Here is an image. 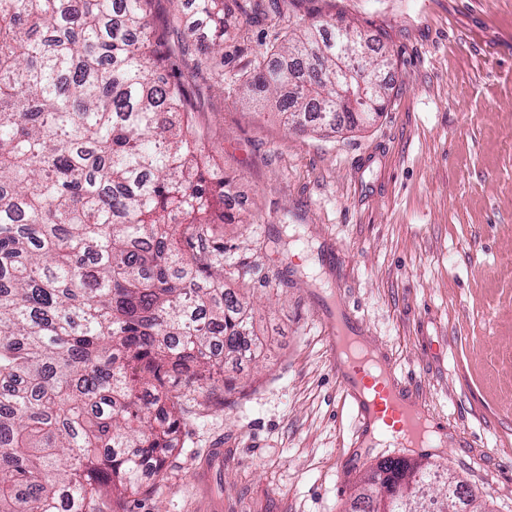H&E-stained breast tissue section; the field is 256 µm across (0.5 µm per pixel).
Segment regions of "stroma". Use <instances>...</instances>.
Listing matches in <instances>:
<instances>
[{
    "label": "stroma",
    "mask_w": 512,
    "mask_h": 512,
    "mask_svg": "<svg viewBox=\"0 0 512 512\" xmlns=\"http://www.w3.org/2000/svg\"><path fill=\"white\" fill-rule=\"evenodd\" d=\"M316 18L390 61L366 125L294 131L241 103L265 48ZM224 51L223 82L187 55L174 70L244 201L224 285L253 302L263 353L225 358L224 401L181 388L177 448L114 512H349L382 451L357 447L329 368L335 297L447 420L430 458L512 512V0H281L238 15Z\"/></svg>",
    "instance_id": "stroma-1"
}]
</instances>
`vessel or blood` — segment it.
Here are the masks:
<instances>
[{"instance_id":"vessel-or-blood-1","label":"vessel or blood","mask_w":512,"mask_h":512,"mask_svg":"<svg viewBox=\"0 0 512 512\" xmlns=\"http://www.w3.org/2000/svg\"><path fill=\"white\" fill-rule=\"evenodd\" d=\"M329 364L353 419L361 447L372 446L376 433L385 432L401 448L446 445L448 431L410 389L390 358L363 329L346 302L324 310Z\"/></svg>"}]
</instances>
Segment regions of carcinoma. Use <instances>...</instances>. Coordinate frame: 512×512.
Here are the masks:
<instances>
[{"instance_id": "carcinoma-1", "label": "carcinoma", "mask_w": 512, "mask_h": 512, "mask_svg": "<svg viewBox=\"0 0 512 512\" xmlns=\"http://www.w3.org/2000/svg\"><path fill=\"white\" fill-rule=\"evenodd\" d=\"M151 2L0 0V512H109L177 447L179 387L235 390L214 347L260 349L249 302L224 288L230 181ZM190 2L208 38L186 27L183 49L208 70L246 4ZM341 31L316 20L266 49L242 101L300 131L384 111L388 84L364 104L347 71L385 60L348 38L337 53ZM407 460L377 459L392 497L362 492V512H413L394 488L434 473Z\"/></svg>"}]
</instances>
